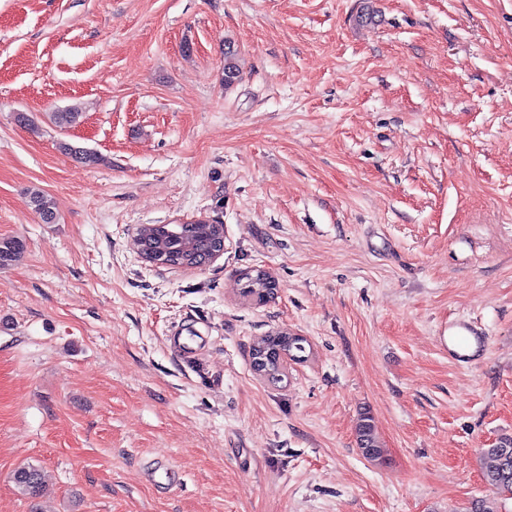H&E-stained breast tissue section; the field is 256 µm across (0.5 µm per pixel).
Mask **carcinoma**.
Instances as JSON below:
<instances>
[{
    "label": "carcinoma",
    "instance_id": "cac0c4a2",
    "mask_svg": "<svg viewBox=\"0 0 512 512\" xmlns=\"http://www.w3.org/2000/svg\"><path fill=\"white\" fill-rule=\"evenodd\" d=\"M236 51L227 45L224 49V87L234 85L239 76L235 62ZM82 113L76 107H70L61 112L52 113L53 122L59 127H71L79 123ZM28 194L35 210L46 222L55 219L52 199L39 188H31ZM224 233V225L216 220H205L191 225L178 236L168 233L165 224H151L139 231L141 250L145 251L156 244L163 245L166 254L181 259V268H199L207 265L210 252L215 244L216 234ZM23 243L16 239L0 241V266L18 260L23 253ZM303 339H296L280 333L260 337L258 346L269 352L285 349L288 352L305 351ZM357 441L363 455L373 461L383 457L384 450L380 448L374 425L369 415L361 416L357 426ZM489 460L484 477L486 482L501 492L512 494V436H505L483 451ZM17 488L25 495L36 497L43 492V482L39 470L33 466L17 469L13 474Z\"/></svg>",
    "mask_w": 512,
    "mask_h": 512
}]
</instances>
